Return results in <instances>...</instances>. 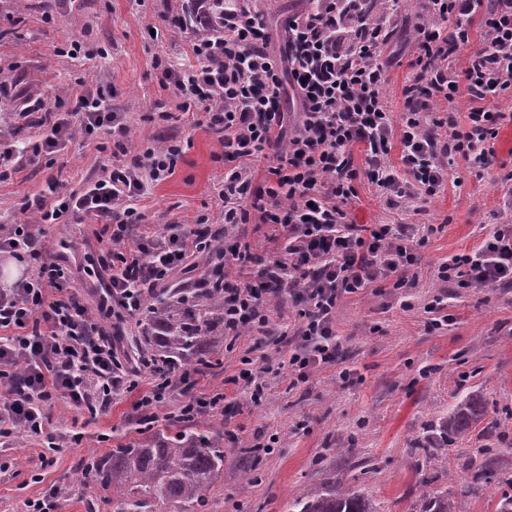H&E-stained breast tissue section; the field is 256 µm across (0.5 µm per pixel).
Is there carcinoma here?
Segmentation results:
<instances>
[{
  "mask_svg": "<svg viewBox=\"0 0 512 512\" xmlns=\"http://www.w3.org/2000/svg\"><path fill=\"white\" fill-rule=\"evenodd\" d=\"M186 21L199 37L224 36L227 0H190ZM158 288L143 303L139 322L140 350L165 369L207 365L214 369L224 356V288ZM487 413V403L470 397L438 418L424 447L446 449L463 438L472 423ZM489 446L476 449L464 473L476 483L498 466L497 456H485ZM224 470V435L192 425L173 435L154 432L134 445L111 449L82 462L80 483L97 490L95 512H207L208 493ZM422 512H467L446 491L427 489ZM294 512H380L358 491L331 486L295 501Z\"/></svg>",
  "mask_w": 512,
  "mask_h": 512,
  "instance_id": "cac0c4a2",
  "label": "carcinoma"
}]
</instances>
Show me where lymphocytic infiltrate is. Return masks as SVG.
<instances>
[{
    "label": "lymphocytic infiltrate",
    "instance_id": "f902f5d3",
    "mask_svg": "<svg viewBox=\"0 0 512 512\" xmlns=\"http://www.w3.org/2000/svg\"><path fill=\"white\" fill-rule=\"evenodd\" d=\"M308 2L288 17L279 51L270 48L254 0H233L224 10L223 40L193 43L195 66L155 61L162 85L177 93V109L203 111L225 161L263 160L255 173L225 171L223 220L228 231L250 222L276 225L282 246L274 260L238 238L214 251L212 233L179 224L133 236V226L144 219L135 203L173 175L180 142L149 140L128 156L124 115L100 90L79 96L77 114L45 110L47 133L33 144V154L54 153L75 135L108 126L118 134L113 153L120 161L78 193H60L49 183L24 205L34 223L0 226V258L28 264L23 276L0 288V439L47 434L46 408L53 403L93 415L135 390V408L146 422L170 400L183 416L232 408L229 394L196 392L195 368L140 389L117 355L116 339L147 294L192 256H215L218 272L234 265L247 271L224 281L230 339L269 335L271 299L293 298L301 343L289 347L284 332L275 343L288 350L281 366L302 380L336 359V307L343 297L388 280L405 286L407 273L421 262L423 243L404 226L350 220L355 182L366 175L387 198L416 203L444 191L455 159L483 173L504 118L496 106L512 94V0H426L432 20L414 31L418 54L408 63L397 112L384 97L391 63L382 53L396 24L390 0ZM477 27L484 46L463 55ZM289 96L296 103L290 115L284 112ZM462 100L463 120L451 113L435 117L437 104ZM358 149L361 172L354 165ZM394 150L400 153L396 165L389 160ZM71 216L98 223L93 262L104 278L94 313L69 288L71 265L40 242V225ZM438 278L462 288L511 286L512 224L495 225L477 249L442 262Z\"/></svg>",
    "mask_w": 512,
    "mask_h": 512
}]
</instances>
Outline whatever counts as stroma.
Segmentation results:
<instances>
[{
  "label": "stroma",
  "instance_id": "obj_1",
  "mask_svg": "<svg viewBox=\"0 0 512 512\" xmlns=\"http://www.w3.org/2000/svg\"><path fill=\"white\" fill-rule=\"evenodd\" d=\"M187 0H0V134L11 142L33 143L42 131L24 112L40 100L61 111L73 107V94L101 88L113 111L124 113L129 155L144 141L175 139L183 154L175 172L151 186L137 207L146 216L141 229L208 218L221 231L224 160L215 138L199 126V113L163 121L173 111L175 92L163 88L154 57L192 64L196 39L182 22ZM399 24L385 47L395 56L385 98L400 110L398 91L415 46L412 34L425 16L423 0H401ZM81 36L78 57L69 40ZM112 134L101 129L72 139L64 150L25 155L8 181L0 183V225L34 220L26 199L46 179L79 190L85 180L113 163ZM512 171V123H503L495 155L483 176L463 160L448 169L444 193L419 210L393 205L362 183L350 209L357 224H409L422 239L423 261L408 274L405 287L384 282L344 297L336 309L338 357L313 370L308 382H295L288 370L265 374L261 401L237 389L233 416L206 414L197 426L223 433L224 470L209 492L207 512H288L295 499L329 483L374 500L380 512H418L421 478L433 488L460 490L442 468L417 472L416 443L456 398L478 395L512 411V288H461L437 279L441 262L480 244L501 218L512 215V193L501 184ZM448 298L452 319L432 327L425 307L433 296ZM256 365L276 363L273 345L240 338L225 350L221 368L205 373L197 389H223L244 352ZM127 394L97 417L58 402L48 409L56 448L23 434L0 441V512H25L27 500L50 485L66 488L57 512H92L93 485L71 487L79 463L137 439L143 429ZM82 433L73 441V433ZM272 441L271 453L252 457L240 446ZM256 470L258 482L246 483Z\"/></svg>",
  "mask_w": 512,
  "mask_h": 512
}]
</instances>
